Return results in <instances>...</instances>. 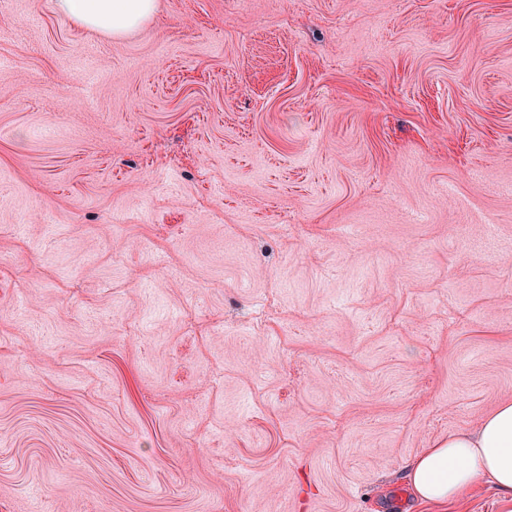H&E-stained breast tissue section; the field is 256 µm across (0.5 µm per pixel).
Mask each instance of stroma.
<instances>
[{"label": "stroma", "mask_w": 512, "mask_h": 512, "mask_svg": "<svg viewBox=\"0 0 512 512\" xmlns=\"http://www.w3.org/2000/svg\"><path fill=\"white\" fill-rule=\"evenodd\" d=\"M0 512L436 507L512 400V0H0ZM57 9L78 26L120 38L143 25L156 0H56ZM406 469L424 502L458 500L486 478L505 499L512 497V401L499 403L474 430L427 448Z\"/></svg>", "instance_id": "1"}]
</instances>
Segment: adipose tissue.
<instances>
[{
	"label": "adipose tissue",
	"mask_w": 512,
	"mask_h": 512,
	"mask_svg": "<svg viewBox=\"0 0 512 512\" xmlns=\"http://www.w3.org/2000/svg\"><path fill=\"white\" fill-rule=\"evenodd\" d=\"M57 9L78 26L119 38L143 25L156 0H56ZM415 495L422 501L460 499L481 480L512 497V401L499 403L472 431L449 436L407 465Z\"/></svg>",
	"instance_id": "ef3b65f1"
}]
</instances>
